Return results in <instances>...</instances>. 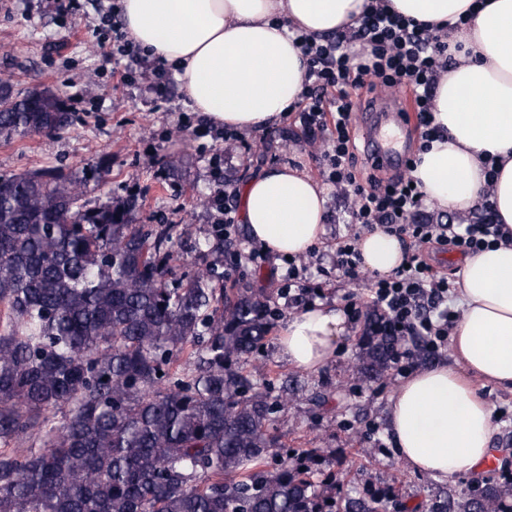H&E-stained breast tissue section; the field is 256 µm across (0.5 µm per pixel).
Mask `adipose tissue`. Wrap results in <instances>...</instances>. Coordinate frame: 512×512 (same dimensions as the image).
Instances as JSON below:
<instances>
[{"instance_id":"obj_1","label":"adipose tissue","mask_w":512,"mask_h":512,"mask_svg":"<svg viewBox=\"0 0 512 512\" xmlns=\"http://www.w3.org/2000/svg\"><path fill=\"white\" fill-rule=\"evenodd\" d=\"M368 0H120L129 36L175 69L184 94L207 119L236 130L270 127L298 101L305 63L288 37H314L355 25ZM405 17L449 25L456 64L436 87L443 139L419 153L413 171L440 209L465 212L489 192L498 223L512 232V0H389ZM468 26L453 29L459 17ZM497 174L487 178L485 161ZM327 191L305 171L282 165L254 174L241 195L250 238L275 255L298 256L325 232ZM363 267L386 274L403 261L400 241L365 234ZM461 320L452 363L421 369L390 399L396 452L413 470L445 480L474 471L495 434L483 385L512 386V245L464 258ZM346 317L310 307L289 319L280 350L315 372L342 347Z\"/></svg>"}]
</instances>
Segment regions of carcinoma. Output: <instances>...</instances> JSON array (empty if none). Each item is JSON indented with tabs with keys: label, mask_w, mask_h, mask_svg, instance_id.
Here are the masks:
<instances>
[{
	"label": "carcinoma",
	"mask_w": 512,
	"mask_h": 512,
	"mask_svg": "<svg viewBox=\"0 0 512 512\" xmlns=\"http://www.w3.org/2000/svg\"><path fill=\"white\" fill-rule=\"evenodd\" d=\"M69 122L60 94L0 84V140ZM101 181L92 166L0 175V512H331L311 468L269 462L286 401L242 368L266 344L269 300L204 272L169 287V229L134 223L129 200L87 208ZM393 351L367 337L366 369ZM507 498L492 488L432 512H504ZM342 512H376L374 499Z\"/></svg>",
	"instance_id": "carcinoma-1"
}]
</instances>
